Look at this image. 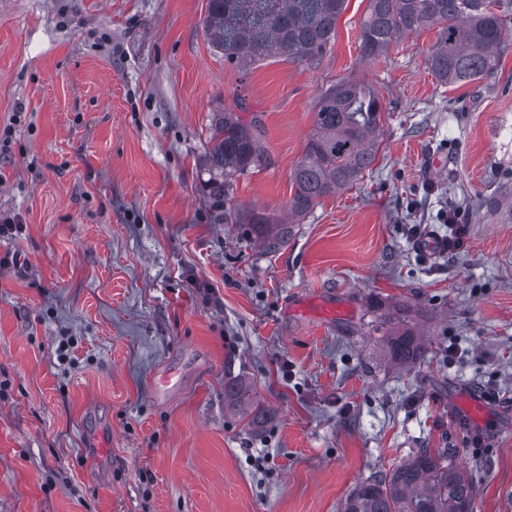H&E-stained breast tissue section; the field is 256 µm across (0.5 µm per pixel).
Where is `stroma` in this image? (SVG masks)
<instances>
[{
    "instance_id": "obj_1",
    "label": "stroma",
    "mask_w": 512,
    "mask_h": 512,
    "mask_svg": "<svg viewBox=\"0 0 512 512\" xmlns=\"http://www.w3.org/2000/svg\"><path fill=\"white\" fill-rule=\"evenodd\" d=\"M207 6L0 0V213L20 219L0 234V512H342L418 448L454 449L471 512H512V46L442 85L436 30L364 57L369 0H347L317 64L244 70L209 44ZM344 77L381 100L372 171L277 252L216 223L214 113H262L270 163L231 203L284 216ZM416 224L453 248L420 251ZM402 326L409 365L387 355ZM470 392L478 427L452 412ZM392 336L388 346L391 360L401 365L412 363L419 353L415 334L408 329H398Z\"/></svg>"
}]
</instances>
